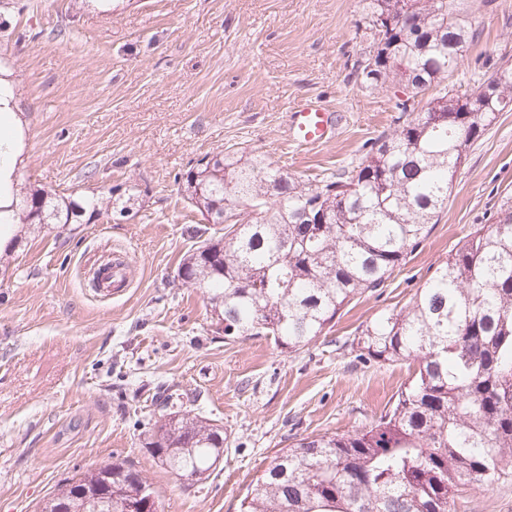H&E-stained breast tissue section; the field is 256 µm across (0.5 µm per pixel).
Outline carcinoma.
Wrapping results in <instances>:
<instances>
[{"mask_svg": "<svg viewBox=\"0 0 512 512\" xmlns=\"http://www.w3.org/2000/svg\"><path fill=\"white\" fill-rule=\"evenodd\" d=\"M462 0H366L369 45L356 63L365 87L410 89L394 127L362 161L315 181L291 177L263 155L218 153L196 161L182 192L202 217L235 221L219 235L198 227L176 276L202 288L211 325L226 336H267L296 352L354 297L383 287L424 241L448 204L471 147L512 111V64L486 55L490 76L459 92L445 81L464 65L478 32ZM433 95H428L431 90ZM427 97L419 107L420 98ZM10 190L23 208L0 225L93 224L126 197ZM495 222L470 232L411 301L354 331L356 358L412 361L390 407L351 431L311 434L279 449L253 475L238 512H452L459 488L493 482L512 465V195ZM175 476H210L224 431L190 410L145 438ZM103 495L114 505L156 495L132 463L115 459ZM101 468L65 478L100 482Z\"/></svg>", "mask_w": 512, "mask_h": 512, "instance_id": "carcinoma-1", "label": "carcinoma"}]
</instances>
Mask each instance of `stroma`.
Masks as SVG:
<instances>
[{
  "label": "stroma",
  "mask_w": 512,
  "mask_h": 512,
  "mask_svg": "<svg viewBox=\"0 0 512 512\" xmlns=\"http://www.w3.org/2000/svg\"><path fill=\"white\" fill-rule=\"evenodd\" d=\"M480 36L470 57L512 58V0H464ZM364 0H0L26 121L20 182L99 196L138 185L129 212L27 233L0 267V512H40L64 478L132 461L161 512H236L255 468L293 437L369 424L408 381L407 363L359 364L355 328L406 305L512 193V112L469 150L427 239L376 293L356 297L330 330L293 353L267 338L214 333L202 291L176 279L201 217L185 173L204 155L264 154L302 179L350 169L388 130L395 98L361 87ZM334 112L336 136L301 147L290 112ZM127 262L128 287H94ZM224 429V460L185 486L144 446L169 408ZM454 512H512V468L470 486Z\"/></svg>",
  "instance_id": "obj_1"
}]
</instances>
